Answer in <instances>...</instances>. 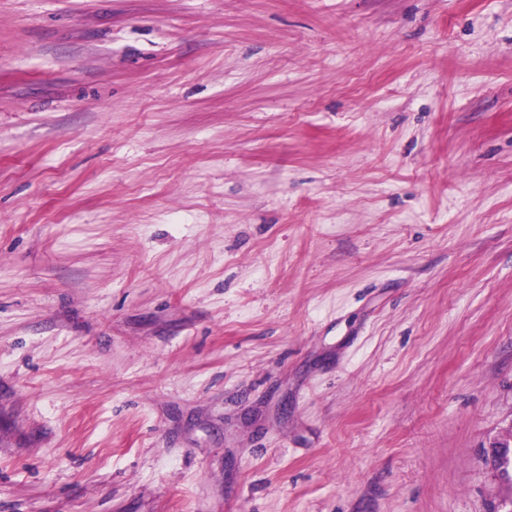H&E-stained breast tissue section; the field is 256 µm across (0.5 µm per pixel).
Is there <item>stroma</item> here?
Segmentation results:
<instances>
[{
  "mask_svg": "<svg viewBox=\"0 0 512 512\" xmlns=\"http://www.w3.org/2000/svg\"><path fill=\"white\" fill-rule=\"evenodd\" d=\"M512 0H0V512H491Z\"/></svg>",
  "mask_w": 512,
  "mask_h": 512,
  "instance_id": "stroma-1",
  "label": "stroma"
}]
</instances>
